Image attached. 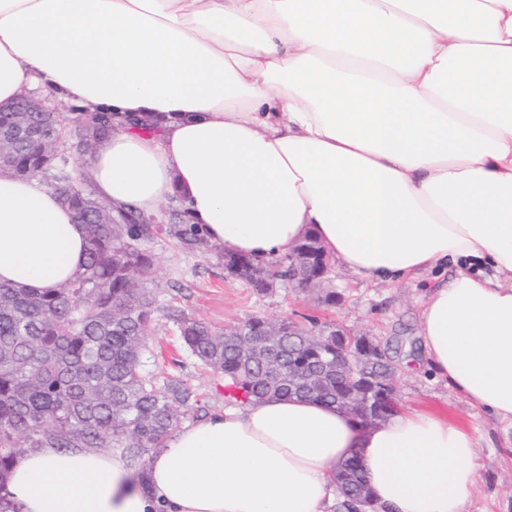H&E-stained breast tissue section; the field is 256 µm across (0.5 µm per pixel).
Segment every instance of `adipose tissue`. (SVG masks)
Returning <instances> with one entry per match:
<instances>
[{"label":"adipose tissue","mask_w":512,"mask_h":512,"mask_svg":"<svg viewBox=\"0 0 512 512\" xmlns=\"http://www.w3.org/2000/svg\"><path fill=\"white\" fill-rule=\"evenodd\" d=\"M42 86L108 116L86 171L116 207L183 199L228 254L309 235L391 284L450 260L424 363L512 424V0H0V106ZM88 228L39 177L0 176V283L82 272ZM359 458L377 512H465L474 432L405 409L375 426L310 399L225 407L150 458L38 448L17 512H326Z\"/></svg>","instance_id":"ef3b65f1"}]
</instances>
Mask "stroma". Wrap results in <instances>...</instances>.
<instances>
[{"instance_id": "35a3bbf8", "label": "stroma", "mask_w": 512, "mask_h": 512, "mask_svg": "<svg viewBox=\"0 0 512 512\" xmlns=\"http://www.w3.org/2000/svg\"><path fill=\"white\" fill-rule=\"evenodd\" d=\"M29 94L47 105H59L68 118L57 156L65 160L78 186L92 192L85 176L91 158L76 152L80 131L71 122L80 114V106L39 87L30 88ZM182 208V199L172 196L149 216L155 230L147 246L155 257L158 274L151 285L156 304L154 327L146 338V365L158 377L183 380L198 395L201 408L189 411L184 423L223 410L226 400L223 378L202 365L184 346L180 320L191 318L222 330L264 316L366 334L380 342L394 360L399 409L445 415L479 437L481 477L467 503V512H512V426L471 406L461 394L434 381L421 368L419 312L426 292L435 283L433 275L382 285L363 280L333 262L323 287L303 289L279 282L259 293L225 270L223 251L214 247L191 250L182 244L169 221L171 214ZM330 292L335 293V302L327 301Z\"/></svg>"}]
</instances>
